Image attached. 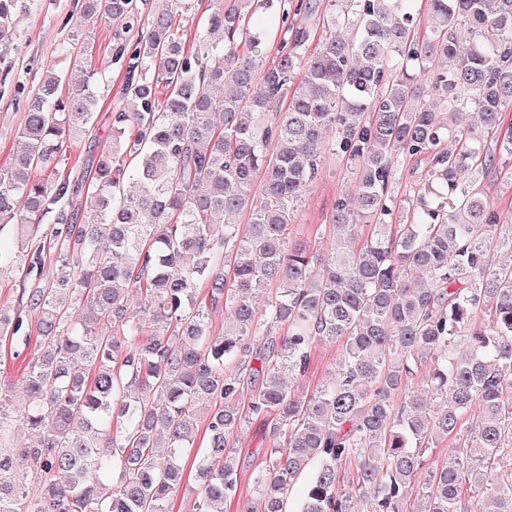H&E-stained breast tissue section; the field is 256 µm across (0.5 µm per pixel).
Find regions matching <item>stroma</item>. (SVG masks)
Returning <instances> with one entry per match:
<instances>
[{
  "mask_svg": "<svg viewBox=\"0 0 512 512\" xmlns=\"http://www.w3.org/2000/svg\"><path fill=\"white\" fill-rule=\"evenodd\" d=\"M75 5L76 0H27L26 9L15 16L16 36L6 57L0 59V167L17 149L16 132L46 65L74 64L63 50L79 26ZM350 180L342 158H326L320 175L305 192L294 235L312 240L315 249L330 248L335 230L329 217L337 195Z\"/></svg>",
  "mask_w": 512,
  "mask_h": 512,
  "instance_id": "obj_1",
  "label": "stroma"
}]
</instances>
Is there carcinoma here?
<instances>
[{
    "label": "carcinoma",
    "instance_id": "carcinoma-1",
    "mask_svg": "<svg viewBox=\"0 0 512 512\" xmlns=\"http://www.w3.org/2000/svg\"><path fill=\"white\" fill-rule=\"evenodd\" d=\"M23 7L0 0V48ZM100 16L151 21L101 63L74 38L86 89L49 65L0 168V347L36 349L22 400L0 379V512H173L182 488L284 512L304 473L298 512H512V224L486 188L512 181V0H82ZM113 65L112 139L73 177ZM340 155L318 252L291 227ZM319 342L339 354L310 389ZM268 439H264V431L259 427V422L251 421L247 423L238 437L237 449L240 455L241 475L243 479L244 493L246 496L248 480L254 466L260 462L259 458L263 454L262 448H266ZM254 453V457L252 456Z\"/></svg>",
    "mask_w": 512,
    "mask_h": 512
}]
</instances>
